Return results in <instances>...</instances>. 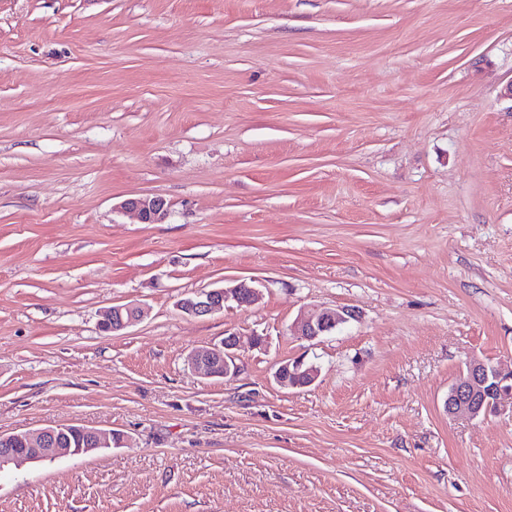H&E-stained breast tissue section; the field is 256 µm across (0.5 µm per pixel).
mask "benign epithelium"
I'll list each match as a JSON object with an SVG mask.
<instances>
[{
  "label": "benign epithelium",
  "mask_w": 512,
  "mask_h": 512,
  "mask_svg": "<svg viewBox=\"0 0 512 512\" xmlns=\"http://www.w3.org/2000/svg\"><path fill=\"white\" fill-rule=\"evenodd\" d=\"M139 216L144 224L161 222L168 213L166 201L158 196L128 198L123 203ZM259 300V291L242 281L231 288H216L199 292L181 300L180 307L194 316H206L224 310V303L233 301L240 306H252ZM139 310L126 306H114L100 323L104 332L121 331L138 320ZM354 317L349 309H329L317 315L301 313L295 319L292 330L295 335L313 341L326 336ZM237 335L224 337L219 345L200 350L191 359L192 367L214 376L230 377L236 374L234 349ZM318 376V369L302 361L285 362L275 373L283 388L311 385ZM512 379V369L505 371L489 362L470 361L455 383L448 390L445 403L449 417L466 416L472 419L487 415L495 409L502 397L512 396V388L504 383ZM80 433L91 441L89 448H68L69 437ZM120 435L74 424L59 425L41 431L33 437L26 433H0V469L19 461L40 463L55 461L68 455L88 454L97 448H110L117 444Z\"/></svg>",
  "instance_id": "obj_1"
}]
</instances>
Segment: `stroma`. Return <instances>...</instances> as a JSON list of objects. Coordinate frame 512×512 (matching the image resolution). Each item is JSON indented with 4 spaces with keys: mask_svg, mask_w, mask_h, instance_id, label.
<instances>
[{
    "mask_svg": "<svg viewBox=\"0 0 512 512\" xmlns=\"http://www.w3.org/2000/svg\"><path fill=\"white\" fill-rule=\"evenodd\" d=\"M511 84L512 0H0V433L125 437L0 512H512V399L444 410L512 368ZM125 209L134 211L144 224H156L161 222L168 213V206L162 197L139 196L128 198L124 201ZM259 291L242 281L231 288H216L199 292L181 300L180 307L194 316H206L221 312L224 303L234 301L239 306H252L259 300ZM139 310L126 306H113L100 323L104 332L124 330L138 320ZM354 311L349 309H329L317 315L300 313L295 319L292 330L296 336L309 341L326 336L354 317ZM237 334L224 336L220 345L197 351L191 359L192 367L214 376L230 377L237 372L234 350L237 347ZM512 378V368L504 371L489 362L470 361L448 390L445 403L448 417L466 416L472 419L486 416L502 397L512 396V388L503 386ZM318 376V369L313 365H306L302 361L282 363L275 377L283 388H297L311 385Z\"/></svg>",
    "mask_w": 512,
    "mask_h": 512,
    "instance_id": "stroma-1",
    "label": "stroma"
}]
</instances>
